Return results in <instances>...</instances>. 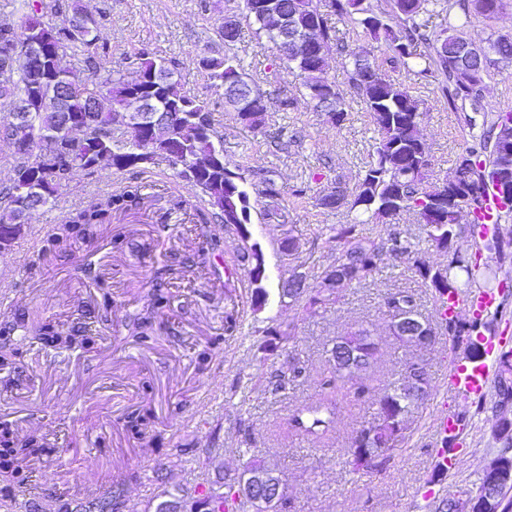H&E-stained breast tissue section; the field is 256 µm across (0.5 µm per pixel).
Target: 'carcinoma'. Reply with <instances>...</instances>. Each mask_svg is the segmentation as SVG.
<instances>
[{"mask_svg":"<svg viewBox=\"0 0 512 512\" xmlns=\"http://www.w3.org/2000/svg\"><path fill=\"white\" fill-rule=\"evenodd\" d=\"M260 0H242L239 10L256 35H264L278 43L277 33L269 27L257 7ZM290 22L299 30L308 27L317 30L318 50L309 56L298 54L288 57L294 64L304 89L303 98L316 109L328 113L334 125L346 117V101L336 83L325 78L328 55L337 51L352 58L350 80L356 95L363 100L378 138L375 141L372 161L355 187L341 196L330 190L321 197L327 208L347 206L350 210L381 224L391 223L397 213L407 210L418 214L424 223L427 241L438 251L448 255V262L430 265L419 258L416 244L396 231H388L379 239L371 240L359 235L362 221L336 224L326 228L327 240L343 246V254L322 278L321 288H301L295 293L282 289V296L309 306H318L338 298L339 290L365 280L375 271L382 256L389 254L413 267L424 285L430 288L438 301L455 295L466 288L479 287L493 290L500 287L497 269L482 260L488 252L503 260L512 255V238L493 235L474 245L475 251L463 254L458 248L462 230L448 223V207H438L432 202L441 184L427 186L430 160L419 136V126L425 112L422 103L410 88L396 84L389 76L388 64H400L413 75L424 78L437 70L444 76L441 86L448 108L482 97L484 76L499 62L512 60V38L499 36L488 46H474L471 60L459 62L462 35L458 25L448 22V27L435 34L427 33L422 16L438 5V0H390L389 9L380 10L370 0H329L331 12L362 28L376 40H384L393 56L379 58L369 51L357 52L336 39V30L328 25L327 17L314 5V0H287ZM503 0H448V11H459L468 18L477 15L485 20L496 18ZM82 13L77 0H17L13 20L0 22V40L8 41L18 33L36 27L44 33H54L53 44L67 55L78 58L86 71L77 69L57 71L42 67L32 59L16 65L7 83H0V112L7 116L0 122V138L8 140L23 130L19 145L14 147L15 164L8 179L0 183V250L10 246L24 232L29 211L35 206V196L50 190L54 198L67 185L75 170L89 174L88 153L101 148L110 154L118 173L145 172V164L129 160V153L140 145L144 134L141 129L129 132V139H115L112 113L125 112L136 100H147L160 109H181L192 117L172 127L158 126L151 134L152 149L158 155L169 150L168 141H179L187 153V161L209 156L220 143L221 135L215 127L208 104L182 90L175 78V62L157 57L144 48L137 57V67L129 75L113 76L104 66V59L112 49L99 43L98 21H93L79 37L70 35L66 23L56 22L60 15ZM224 41V55L216 57L201 53L198 66L204 70L216 89L224 88L225 80L232 77L247 78L241 60L235 52L239 32L227 36L224 28L218 29ZM224 103L238 112L240 122L258 129L265 124L269 111L268 99L260 89H254V98L241 102L231 95H224ZM512 165V112H500L497 119L477 134L471 135L458 154L455 171L461 179L455 190L448 192L456 203L468 208L469 216L483 205L489 185L498 184L499 168ZM206 197L207 207L196 214L197 222L208 224L219 221L225 227L238 230L251 221L250 195L247 180L241 173L223 164L199 172L184 173ZM259 197L265 199L267 214L279 210L281 191L269 172L260 173ZM141 185L130 181L121 189L93 199L87 205L68 213L63 223L43 240L42 254H55L71 250L95 239L101 227L112 221V215L127 212L141 199ZM220 254L217 241H204L199 247L195 265L214 264ZM240 265L248 269L250 279L256 283L265 273L263 254L255 247L244 249L239 255ZM176 268L165 265L153 277L152 305L147 315L136 318L129 325L130 335L140 344L148 343L153 336L154 319L164 314L169 306L168 284ZM403 303L418 308V295L399 291L385 298V306L394 312ZM241 320L236 308L224 315V335L210 340L196 351V366L200 373L210 365L213 347L239 333ZM21 331L48 344L71 348L89 349L94 344L90 336H75L65 332L52 320H21L16 324ZM424 337L406 336L393 330L395 339L415 346L425 344L433 330L448 337L454 347L463 349L466 358L476 361L483 357L482 345L486 335L494 331V323L486 318H463L460 315L438 314L435 324L425 325ZM259 349L271 355L282 345L295 339L294 327L286 329L268 327ZM379 346L370 329L360 326L334 339L328 357L329 367L319 385L323 398L311 406L292 411L291 427L304 435L320 437L332 427L338 407L335 396L344 388L353 391L360 399L369 393L366 373L376 362ZM304 379V368L295 361H283L273 366L269 385L274 394H286L288 389ZM416 381L405 374L401 380L384 391L376 400L377 422L356 432L348 451V464L355 472L368 471L379 466L378 459L395 447L407 430L411 406L432 396L431 379H426V395L415 393ZM512 408V350L498 357L493 412ZM124 428L127 434L147 446L161 441L155 426V416L149 406L126 414ZM494 438L503 448L499 456L512 458V419L497 417ZM43 439L29 436L20 442L7 423L0 425V479L14 477L20 462L42 452ZM261 475L265 481L283 482L281 471L275 465L252 460L237 479L224 483V494L214 497L206 491L203 501L217 505L233 497L244 508L254 512H288L287 498L262 495L253 490V476Z\"/></svg>","mask_w":512,"mask_h":512,"instance_id":"1","label":"carcinoma"}]
</instances>
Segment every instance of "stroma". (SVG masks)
<instances>
[{"label":"stroma","instance_id":"1","mask_svg":"<svg viewBox=\"0 0 512 512\" xmlns=\"http://www.w3.org/2000/svg\"><path fill=\"white\" fill-rule=\"evenodd\" d=\"M238 3L210 0V11L203 12L197 0H82L102 19L99 36L112 47L113 71L127 73L135 53L146 45L176 59L184 91L206 101L214 116L225 163L252 183L259 170L272 171L284 209L280 217H269L263 199L255 196L251 222L243 231L190 223L189 213L202 204L201 192L180 176L178 167L159 157L142 179L140 204L113 216L103 233L76 254L38 258L54 225L91 199L124 186L127 175L106 164L90 176L76 171L55 204L30 213L23 234L0 252V331L22 316L38 315L70 330H92L97 341L90 350L56 349L12 336L25 356L16 368L0 370V423H10L22 438L48 432L54 438L41 455L20 463L13 481H0V500L8 499V512H58L67 482L98 474L116 476L113 496L135 503L138 512H159L162 503L174 500L181 512H188L191 502L180 499V488L202 478L221 488L225 478L240 475L253 458L278 464L292 512H428L424 487H432L436 498L449 497L458 486L476 483L497 454L492 410H473L470 398L448 389V367L456 353L447 337H435L419 348L403 346L391 334L384 305L388 293H417L423 318L436 319L431 290L407 263L384 257L366 280L341 290L338 301L326 306L306 308L283 297L281 285L293 271L305 273L308 285L316 287L341 256L340 248L326 243L323 229L350 223L353 215L344 206H321L319 196L338 183L355 187L374 152L375 133L369 112L350 85V65L337 52L329 56L325 76L346 99L348 114L341 126L304 103L282 111L279 98L298 95L300 79L274 44L244 24L236 52L269 100L264 126L245 128L195 60L203 52L223 54L217 29L225 18L238 16ZM390 75L425 103L420 134L436 178L452 173L470 134L467 117L489 121L498 112L512 111V62L492 68L478 106L457 111L442 98L439 76L420 79L399 65ZM299 186L304 192L298 196L294 190ZM390 227L415 242L426 263H444L415 213L404 211L393 225L373 222L361 230L377 238ZM291 235L300 248L287 258L282 245ZM210 236L224 243L220 258L212 268H191L199 242ZM118 237L124 243L117 249L113 241ZM251 245L261 250L266 268L262 286L267 302L257 312L251 307L250 277L237 267L239 253ZM166 254L190 269L172 285L171 307L157 318L156 340L146 349L128 336L127 324L150 308V281ZM228 282L240 306L242 329L215 349L208 371L201 374L194 350L223 335ZM105 284L112 294L108 311L103 308ZM361 324L380 348L369 372L370 394L362 400L339 396L336 421L326 436L295 435L288 418L296 407L320 399L327 349ZM276 325L294 327L296 340L285 354L307 371L306 379L284 397L269 392L264 375L268 361L259 348L263 329ZM413 361L429 370L434 386L430 401L415 407L407 430L381 467L367 475L352 472L346 451L356 431L374 420L379 393ZM142 405L152 407L162 433L159 447L148 452L123 427L124 415ZM178 405L183 408L179 414L174 411ZM444 410L470 413V450L451 471L438 467L441 436L435 419ZM244 424L255 438L248 454L240 449Z\"/></svg>","mask_w":512,"mask_h":512}]
</instances>
